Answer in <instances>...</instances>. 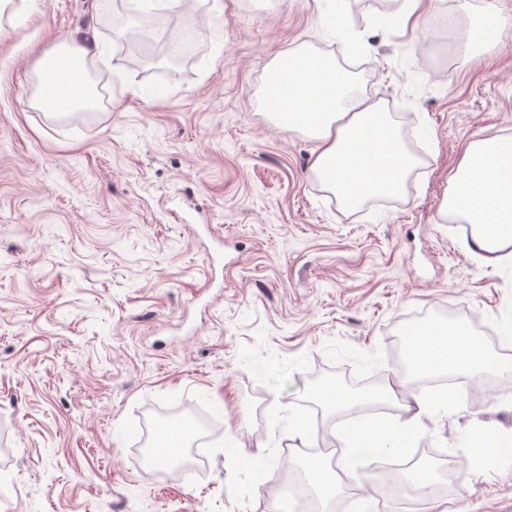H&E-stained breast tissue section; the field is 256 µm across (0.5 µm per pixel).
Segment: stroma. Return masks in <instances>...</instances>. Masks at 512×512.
<instances>
[{"label": "stroma", "mask_w": 512, "mask_h": 512, "mask_svg": "<svg viewBox=\"0 0 512 512\" xmlns=\"http://www.w3.org/2000/svg\"><path fill=\"white\" fill-rule=\"evenodd\" d=\"M115 3L14 0L0 22V512H266L280 473L340 445L342 411L313 406L321 380L420 393L397 349L424 310L466 326L512 381L491 337L512 321V258L468 251L440 212L469 144L512 136V0H428L415 28L406 0H195L200 48L179 63L157 35L123 46L104 23ZM489 3L499 37L467 51ZM95 41L109 53L88 66L94 111L50 118L39 58ZM282 52L347 72L402 141L427 130L401 195L348 211L313 177L316 138L260 99ZM486 382L423 418L398 474L414 512H512V462L476 467L466 447L476 426L512 431V397ZM175 411L212 418L191 472L144 465L132 434ZM374 462L329 460L349 487L336 512H406L369 480ZM419 464L424 491L408 484Z\"/></svg>", "instance_id": "1"}]
</instances>
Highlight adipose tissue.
<instances>
[{"instance_id": "obj_1", "label": "adipose tissue", "mask_w": 512, "mask_h": 512, "mask_svg": "<svg viewBox=\"0 0 512 512\" xmlns=\"http://www.w3.org/2000/svg\"><path fill=\"white\" fill-rule=\"evenodd\" d=\"M102 53L99 44L84 47L81 64L69 68L68 83L54 97L39 96L38 106L54 116L94 107L95 91L84 62ZM263 98L279 102L277 117L284 128L304 129L320 140L312 173L346 208L404 190L414 160L394 121L379 103L367 105L352 98L343 72L336 67L314 56L283 59L266 83ZM441 211L456 222L473 225L466 242L471 251L493 254L512 245L511 135L485 136L469 146ZM410 353L418 374L443 370L479 375L498 368L495 357L479 340L447 325L426 327ZM372 397L399 403L402 417L367 420L344 429L345 447L365 448L373 442L394 452L413 447L422 418L448 403L444 393L414 395L402 401L388 385Z\"/></svg>"}]
</instances>
